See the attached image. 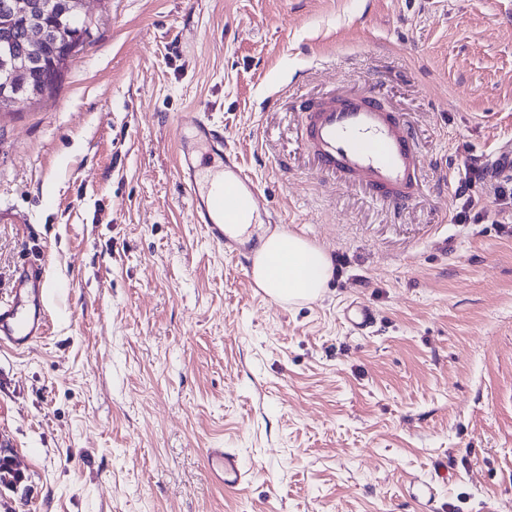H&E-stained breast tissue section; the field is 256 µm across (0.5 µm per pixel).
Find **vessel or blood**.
I'll return each instance as SVG.
<instances>
[{"instance_id": "b4317fda", "label": "vessel or blood", "mask_w": 512, "mask_h": 512, "mask_svg": "<svg viewBox=\"0 0 512 512\" xmlns=\"http://www.w3.org/2000/svg\"><path fill=\"white\" fill-rule=\"evenodd\" d=\"M295 109L304 116L301 142L312 150L320 172L364 185L397 209L412 201L419 189L424 157L410 127L386 108L376 93L306 99L297 102ZM192 129L194 138L180 140L177 158L193 220L206 225L212 241L234 256L244 271H251V252L237 248L225 235L224 226L238 219L244 197L260 201L259 188L236 154L225 148L223 126L205 115L193 122ZM24 269L11 298L0 302V342L18 349L41 339L48 324L41 304L43 266L29 261ZM343 317L352 331L360 333L376 322L374 310L364 303L347 304ZM207 462L213 479L227 488L243 485L250 476L238 454L229 448L208 449Z\"/></svg>"}]
</instances>
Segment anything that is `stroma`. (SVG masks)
<instances>
[{
  "instance_id": "1",
  "label": "stroma",
  "mask_w": 512,
  "mask_h": 512,
  "mask_svg": "<svg viewBox=\"0 0 512 512\" xmlns=\"http://www.w3.org/2000/svg\"><path fill=\"white\" fill-rule=\"evenodd\" d=\"M89 10L56 89L0 114V301L42 259L50 318L0 345V512H512V203L489 177L485 217L452 219L512 143V0ZM368 88L425 158L398 213L297 137L292 100ZM204 112L275 227L335 260L319 299L273 301L193 223L175 133ZM210 448L251 481H213ZM473 176H466L465 180L458 181L457 186L454 190V201L455 204H460L455 207L456 213L452 219L455 223H466L471 219L470 212L475 206V200L469 194V189L472 185ZM460 210L458 211V209ZM343 317L352 331L360 333L372 328L376 322L374 310L365 303L347 304L343 308Z\"/></svg>"
}]
</instances>
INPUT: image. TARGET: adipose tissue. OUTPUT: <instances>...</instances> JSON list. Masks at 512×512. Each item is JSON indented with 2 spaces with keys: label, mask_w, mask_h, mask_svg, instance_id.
Instances as JSON below:
<instances>
[{
  "label": "adipose tissue",
  "mask_w": 512,
  "mask_h": 512,
  "mask_svg": "<svg viewBox=\"0 0 512 512\" xmlns=\"http://www.w3.org/2000/svg\"><path fill=\"white\" fill-rule=\"evenodd\" d=\"M332 275L327 252L290 232L266 235L256 253L253 276L271 298L292 303L320 297Z\"/></svg>",
  "instance_id": "adipose-tissue-1"
}]
</instances>
